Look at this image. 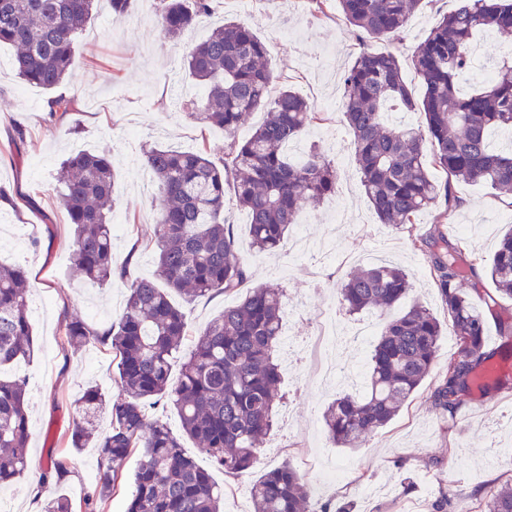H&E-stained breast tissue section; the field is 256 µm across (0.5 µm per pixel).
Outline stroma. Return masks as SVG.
<instances>
[{
	"label": "stroma",
	"instance_id": "obj_1",
	"mask_svg": "<svg viewBox=\"0 0 512 512\" xmlns=\"http://www.w3.org/2000/svg\"><path fill=\"white\" fill-rule=\"evenodd\" d=\"M457 0H425L407 23L402 41H371L376 50L399 55L403 78L415 96L423 87L411 56L420 41ZM154 0H136L131 15L117 21L108 0H98L94 15L75 51L73 75L58 94L75 98L79 110L70 117L73 132L49 121V91L20 82L12 71L14 50L0 45V186L13 193L12 204L0 205V261L27 268L31 279L29 308L35 350L23 365L30 405L31 457L47 452L68 457L70 474L59 485L37 489L32 476L10 486L7 512H39V497L68 496L79 501L95 486L97 451H73L68 436L76 415L74 401L95 385L116 396L115 365L111 352L90 347L78 353L62 349L64 315L75 313L95 327L116 319L125 306L126 289L112 283L98 287L72 274L73 230L64 210L53 203L61 178V163L79 151L107 152L115 167L112 235L115 263L131 261V273L150 278L156 273L151 243L155 210V181L145 178L143 146L162 144L184 151L206 148L213 158L224 154L223 129L205 127L188 117L194 89L184 59L192 45L206 39L224 20L245 24L269 46L268 66L273 90L299 88L315 111L326 113L324 123L308 128L299 146L319 145L334 160L336 191L319 204L305 207L307 233L331 239L332 255L313 254L296 259L290 242L277 254L251 252L248 216L233 193H226L225 214L248 262V279L238 291L201 298L187 305L190 332H197L225 307L238 304L251 288L271 286L286 291L284 336L298 341L315 335L324 310L340 312L336 285L361 265L390 259L415 274L412 298L420 300L440 321L448 315L428 275L427 259L410 241L411 235L429 233L438 224L437 210L418 215L412 234L380 224L361 184L352 149V135L338 107L342 75L355 57L356 41L345 24L336 0H328L325 14L314 19L307 0H220L210 18L179 39L160 30ZM27 130L24 165H15L13 130ZM463 200L450 222L451 233L464 234L472 252L490 258L501 234L512 225V199L484 184H461ZM38 200L29 207L25 196ZM41 249H33L32 239ZM462 288L487 315L485 343L500 361L503 374L512 378V336L500 333L512 323V301L491 303L495 289L488 276L463 283ZM280 393L283 403L278 422L261 447L257 471L291 460L303 469L307 454H322L328 475L313 483L305 512L322 504L354 502L357 512H437L451 498L454 512H470L501 487L512 484V389L486 388L472 392L455 417L434 408L430 395L434 378H427L383 429L360 448L332 445L323 413L336 398L335 387L319 378L314 355L294 362L281 357ZM484 403L475 411V403ZM184 450L224 487V512H250L248 477L224 474L193 441Z\"/></svg>",
	"mask_w": 512,
	"mask_h": 512
}]
</instances>
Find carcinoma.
I'll return each mask as SVG.
<instances>
[{
	"label": "carcinoma",
	"instance_id": "1",
	"mask_svg": "<svg viewBox=\"0 0 512 512\" xmlns=\"http://www.w3.org/2000/svg\"><path fill=\"white\" fill-rule=\"evenodd\" d=\"M94 2L0 0V44L15 48L14 69L22 82L49 91L64 82ZM216 2L156 0L158 25L178 39L208 17ZM338 2L359 37V50L343 76L342 109L378 221L410 233L421 212L441 204L439 217L448 219L462 204L453 192L455 182H480L512 194V154L494 153L488 146L491 130L512 129V59L501 62L493 78L472 93L459 92L475 34L493 29L512 37V0H458L436 22L411 57L424 87L419 99L404 81L397 54L372 50L366 41L400 40L422 0ZM267 52L266 42L251 28L226 20L186 54L189 77L205 88L191 116L223 129L227 146L221 164L204 149H143V164L158 188L155 278H129L135 246L125 264L112 262L114 172L108 153L81 152L62 162L57 201L73 226L74 275L101 286L120 281L128 294L121 314L102 329L78 316L65 317V348L112 352L120 396L109 400L91 385L75 401L80 417L72 422L70 446L97 449L98 479L79 503L55 496L41 504L40 512H105L133 453L138 463L127 512H221L224 487L185 453L183 438L193 440L224 473L239 477L251 473L258 446L276 425L284 290L251 289L201 329L186 352V316L172 298L177 294L191 303L225 294L247 277L245 258L224 217L226 189L248 213L250 246L259 252L280 246L303 206L336 192L334 161L318 147L299 160L286 152L322 117L293 87L270 95ZM76 109L71 97L48 101L49 118L60 126ZM258 110L265 120L238 142V128ZM397 111L421 112L425 122L396 123L390 113ZM433 166L447 174L444 185L433 179ZM412 242L427 256L456 340L455 355L438 373L432 392L434 406L452 416L493 357L485 346V315L462 289L464 280L478 277L481 260L465 239L443 232ZM488 276L498 298L512 300V229L500 237ZM411 290L409 274L387 263L359 267L337 288L341 306L353 315L398 307ZM28 294V271L0 263V368L33 355ZM442 334L441 321L418 302L384 321L362 387L336 399L323 414L335 446L359 448L397 415L434 372ZM161 403L176 411L181 433L150 418L148 409ZM103 408L109 427H86L85 415ZM29 438L26 381L0 375V488L30 473L40 487L69 475L67 461L52 453L32 467ZM250 495L253 512H301L312 489L285 460L257 475ZM478 512H512V487L492 494Z\"/></svg>",
	"mask_w": 512,
	"mask_h": 512
}]
</instances>
